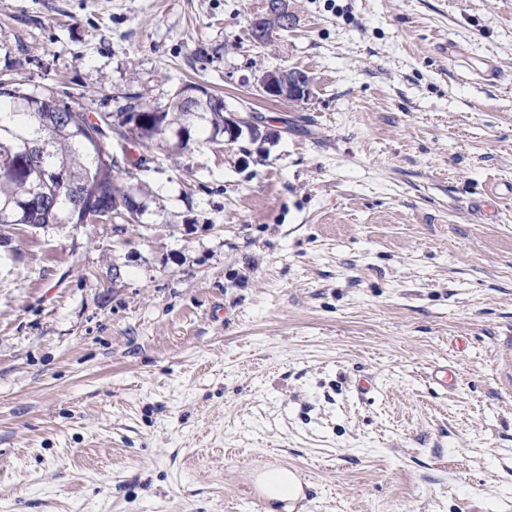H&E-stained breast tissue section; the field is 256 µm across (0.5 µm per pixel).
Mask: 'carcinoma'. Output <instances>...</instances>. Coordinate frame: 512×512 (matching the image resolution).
<instances>
[{
    "label": "carcinoma",
    "mask_w": 512,
    "mask_h": 512,
    "mask_svg": "<svg viewBox=\"0 0 512 512\" xmlns=\"http://www.w3.org/2000/svg\"><path fill=\"white\" fill-rule=\"evenodd\" d=\"M57 100L52 93H28L8 79H0V164L27 146H36L41 152L42 167L62 170L78 183H89L106 193H116L115 200H107L106 209L121 215L129 203L123 193L129 172L100 164V154L112 150V136L94 143L85 137L88 113L67 105L63 120L56 123L49 118L51 103ZM143 109L134 135H124L128 141L157 147L171 156L185 154L195 144L192 129L200 127L209 132L206 141H215L224 134V98L207 94L193 108L187 109L177 99L162 112L151 111V105L139 104ZM55 201L53 209L38 215L29 213V204L38 198ZM73 205L66 194L38 173L0 177V228L30 224H82L84 219L72 215Z\"/></svg>",
    "instance_id": "obj_1"
}]
</instances>
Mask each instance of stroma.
Returning a JSON list of instances; mask_svg holds the SVG:
<instances>
[{"label":"stroma","mask_w":512,"mask_h":512,"mask_svg":"<svg viewBox=\"0 0 512 512\" xmlns=\"http://www.w3.org/2000/svg\"><path fill=\"white\" fill-rule=\"evenodd\" d=\"M290 3L262 46L265 0H0L25 91L268 131L127 144L138 223L0 231V512H266L267 453L295 512H512V0ZM294 14L289 9L288 0L268 4L264 13L256 14L250 19V26L255 40L262 43L270 42L279 31H286L294 23ZM257 91L270 99L304 102L311 93V82H304L290 69L265 72L258 80Z\"/></svg>","instance_id":"obj_1"}]
</instances>
